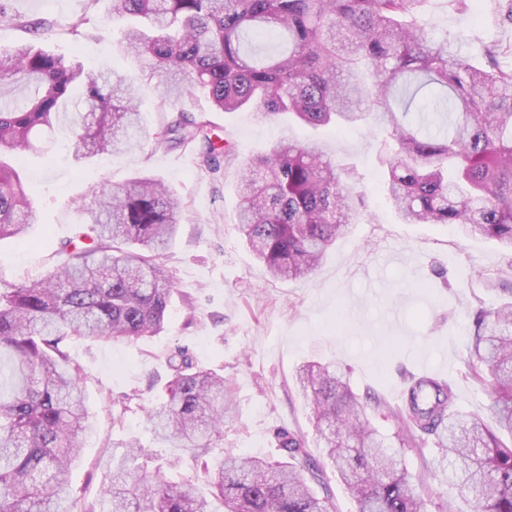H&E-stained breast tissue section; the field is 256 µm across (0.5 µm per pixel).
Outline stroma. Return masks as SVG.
Instances as JSON below:
<instances>
[{
	"instance_id": "1",
	"label": "stroma",
	"mask_w": 512,
	"mask_h": 512,
	"mask_svg": "<svg viewBox=\"0 0 512 512\" xmlns=\"http://www.w3.org/2000/svg\"><path fill=\"white\" fill-rule=\"evenodd\" d=\"M0 1L15 17L12 24H0V50L31 40V23L44 22L50 31L42 46L49 52L79 55L94 72L116 71L141 83L148 63L126 52L123 32L129 23L108 19L111 0ZM498 2L475 0L471 10L459 11L449 0H427L422 19L436 37L457 40L462 54L479 62L486 46H512V24L502 21ZM82 15L89 24L81 36H71V22ZM140 112L155 133L178 113H209L236 156L211 173L199 166L194 150L150 142L105 160L79 162L71 125L61 122L21 164L35 224L24 239L0 241V281L22 284L61 262L62 242L88 232L80 208L102 185L154 174L183 204L177 236L160 261L176 286L163 330L134 340L75 339L69 345L85 376L93 430L71 472L67 512L78 504L98 505L103 456L114 440L135 437L152 446L146 413L164 399L171 378L167 359L179 347L199 367L222 373L229 387L234 418L224 426L225 449L272 461L281 456L279 430L301 434L326 468L336 512H357L356 502L325 465L324 442L296 385L301 365L338 366L356 392L378 394L393 406L401 402L408 375H433L452 384L457 409L484 414L488 394L468 374L466 346L477 308L503 298L493 279L512 256L495 240L463 236L450 224L403 223L383 186L382 130L313 129L285 118L269 122L250 111L215 112L199 88L172 97L164 112L153 90L144 89ZM312 138L355 167L365 217L328 251L311 279L278 281L236 229L241 168L277 142ZM370 422L400 450L420 482L428 512H469L443 473L434 444L401 445L396 418L374 416Z\"/></svg>"
}]
</instances>
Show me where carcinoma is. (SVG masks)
<instances>
[{"mask_svg": "<svg viewBox=\"0 0 512 512\" xmlns=\"http://www.w3.org/2000/svg\"><path fill=\"white\" fill-rule=\"evenodd\" d=\"M425 0H112L114 15L138 19L125 34L148 56L145 85L167 96L187 80L207 90L213 110L281 114L304 126H385V181L406 224H455L512 252V64L498 45L485 63L459 58L419 18ZM271 38L280 50L249 48ZM28 96L0 104V240L22 237L36 214L28 188L6 159L37 148L68 118L78 157L126 151L151 138L138 91L121 74H93L32 43L0 51V82ZM166 142L200 149L217 169L235 155L215 145L205 113H179ZM239 230L276 280H306L329 248L360 222L353 173L315 140L281 141L246 162ZM179 198L160 179L103 186L82 211L92 235L62 243L65 261L45 277L0 283V512H66L68 474L91 430L82 373L66 341L152 336L164 325L173 283L159 264L177 232ZM481 310L469 340L468 374L487 389V411L454 409L445 380L410 376L402 404L360 397L336 367L308 362L296 381L322 428L326 456L358 512H427L402 457L371 427L368 411L396 418L403 441L435 437L472 512H512V289ZM167 398L148 411L154 444L174 441L203 466L224 512H336L322 468L302 435L278 434L284 460L224 455L231 412L224 376L197 367L184 349L168 358ZM103 512H213L196 475L177 481L145 460L159 454L134 439L112 443Z\"/></svg>", "mask_w": 512, "mask_h": 512, "instance_id": "1", "label": "carcinoma"}]
</instances>
